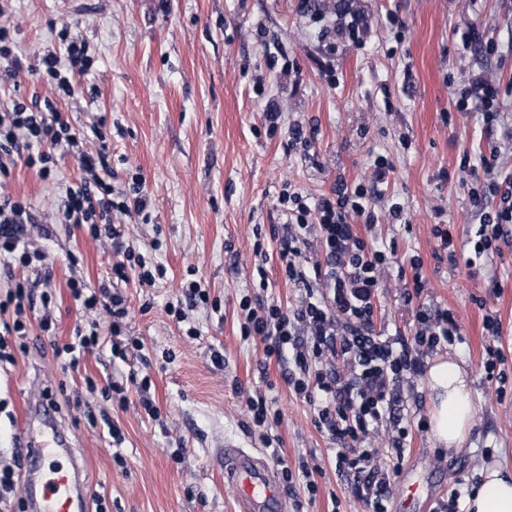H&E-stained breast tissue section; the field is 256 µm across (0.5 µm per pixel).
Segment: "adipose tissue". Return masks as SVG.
I'll return each instance as SVG.
<instances>
[{"mask_svg":"<svg viewBox=\"0 0 512 512\" xmlns=\"http://www.w3.org/2000/svg\"><path fill=\"white\" fill-rule=\"evenodd\" d=\"M429 398L430 435L436 447L452 452L470 439L477 420V404L470 372L462 361L438 354L425 373ZM477 490L460 501L462 512H512V471L500 464L483 466Z\"/></svg>","mask_w":512,"mask_h":512,"instance_id":"adipose-tissue-1","label":"adipose tissue"}]
</instances>
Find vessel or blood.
I'll return each mask as SVG.
<instances>
[{"label": "vessel or blood", "mask_w": 512, "mask_h": 512, "mask_svg": "<svg viewBox=\"0 0 512 512\" xmlns=\"http://www.w3.org/2000/svg\"><path fill=\"white\" fill-rule=\"evenodd\" d=\"M65 450V443L54 433L43 431L28 438L25 451L29 460L48 467L39 494L29 505L31 512H79L72 473L55 463ZM224 480L235 488L243 512H286L288 498L276 470L234 443L224 448Z\"/></svg>", "instance_id": "b4317fda"}]
</instances>
